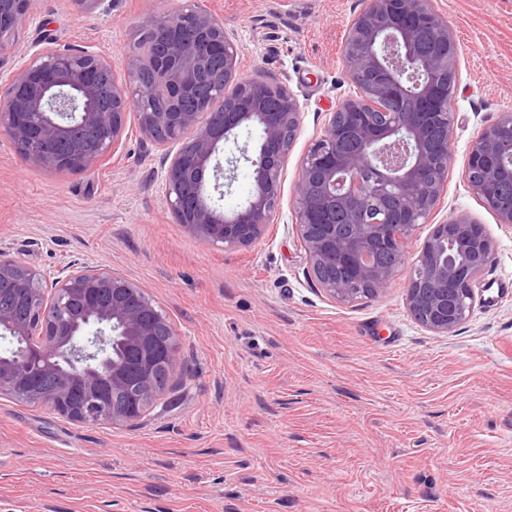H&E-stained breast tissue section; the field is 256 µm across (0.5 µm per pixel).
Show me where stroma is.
Here are the masks:
<instances>
[{"label": "stroma", "instance_id": "obj_1", "mask_svg": "<svg viewBox=\"0 0 512 512\" xmlns=\"http://www.w3.org/2000/svg\"><path fill=\"white\" fill-rule=\"evenodd\" d=\"M183 3L34 0L0 72L46 33L121 64L147 16ZM198 3L233 35L238 75L300 104L279 205L255 243L213 245L175 222L164 149L135 117L95 171L34 168L0 134V252L117 272L182 341L174 405L135 426L0 397V512H512V228L464 177L472 141L512 111V0H434L458 47L452 160L407 258L461 213L495 242L473 311L446 336L408 312V265L383 295L339 303L296 232L301 161L356 92L342 47L361 0Z\"/></svg>", "mask_w": 512, "mask_h": 512}]
</instances>
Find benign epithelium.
I'll return each instance as SVG.
<instances>
[{
  "label": "benign epithelium",
  "instance_id": "obj_1",
  "mask_svg": "<svg viewBox=\"0 0 512 512\" xmlns=\"http://www.w3.org/2000/svg\"><path fill=\"white\" fill-rule=\"evenodd\" d=\"M32 0H0V52L26 20ZM150 43L112 61L85 50L47 47L0 77V133L29 165L51 173L94 171L136 113L142 136L169 150L163 157L170 209L189 234L211 244L248 246L265 233L281 192L288 150L301 123L295 95L259 76L238 78L235 42L224 22L193 0L150 16ZM429 53L420 50L424 35ZM224 54V75L209 71ZM343 60L358 94L340 100L294 184L296 229L326 295L352 303L379 296L405 264L407 245L438 205L448 179L458 85V52L432 0H364L351 21ZM406 99L415 110L402 109ZM444 122L429 142L428 119ZM257 132L249 164L251 190L230 213L219 195L220 146L240 129ZM100 134L87 149L83 134ZM356 147L345 151L347 134ZM512 113L505 112L470 146L466 180L500 223L512 227V200L493 189L512 179ZM494 242L465 214L433 225L408 277L406 305L427 330L452 333L468 317L478 275ZM349 271L350 282L336 276ZM0 396L47 404L78 423L134 425L170 393L180 366V338L142 288L112 271L67 265L49 275L0 254ZM80 400L71 398L73 388Z\"/></svg>",
  "mask_w": 512,
  "mask_h": 512
}]
</instances>
